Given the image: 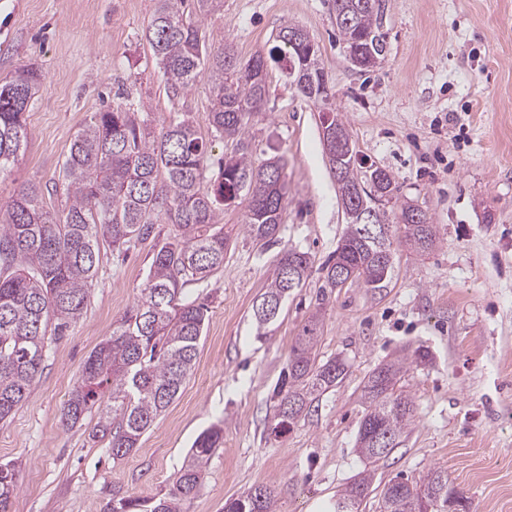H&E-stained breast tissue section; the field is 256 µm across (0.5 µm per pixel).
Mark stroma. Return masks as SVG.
I'll return each mask as SVG.
<instances>
[{"label":"stroma","mask_w":512,"mask_h":512,"mask_svg":"<svg viewBox=\"0 0 512 512\" xmlns=\"http://www.w3.org/2000/svg\"><path fill=\"white\" fill-rule=\"evenodd\" d=\"M386 53L355 67L336 37L332 0H224L204 28L248 59L274 46L280 28L318 41L362 167L390 171L400 196L419 204L441 243L419 255L396 243L385 288H337L319 301L321 266L346 216L321 141L319 112L279 70L268 79L265 114L250 133L258 158L281 156L288 208L276 242L241 230L244 206L224 212L223 268L188 286L207 299L208 321L191 376L137 448L113 459L89 431L97 414L66 428L61 409L93 348L138 300L154 248L176 227L157 224L126 257L100 242L83 317L49 344L30 398L0 424V464L21 461L10 512H97L113 492L142 499L169 489L196 437L223 425L200 491L184 512H222L227 498L270 488L276 512H332L337 494L367 467L355 445L368 374L396 354L429 355L402 386L412 425L372 469L359 512H379L396 476L415 481L446 470L468 512H512V0H382ZM155 0H0V81L35 67L41 85L25 113L28 145L0 176V203L36 184L63 204L66 151L90 118L122 105L159 128L185 112L209 128L210 87L200 80L170 100L144 36ZM309 253L310 277L284 303L265 336L253 307L278 254ZM321 312L318 357L344 359L343 380L321 394L287 432L269 427L273 390L291 344Z\"/></svg>","instance_id":"obj_1"}]
</instances>
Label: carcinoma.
<instances>
[{
    "instance_id": "obj_1",
    "label": "carcinoma",
    "mask_w": 512,
    "mask_h": 512,
    "mask_svg": "<svg viewBox=\"0 0 512 512\" xmlns=\"http://www.w3.org/2000/svg\"><path fill=\"white\" fill-rule=\"evenodd\" d=\"M378 0H333L336 29L347 52L358 55L359 68L368 70L386 51ZM222 0H156L146 37L162 71L170 98L191 91L203 77L211 85L209 124L213 138L235 143L234 155L212 158L208 140L185 114L174 112L159 132L143 127L130 111L114 105L95 112L76 134L62 164L65 203L55 210L44 204L42 192L31 184L0 205V423L30 396L46 356L45 340L62 336L82 317L99 262V240L126 254L132 243L145 240L157 223L174 224L177 234L154 251L141 296L124 313L112 335L100 341L84 361L78 384L63 406L64 422L73 427L94 410L98 421L93 438L106 439L112 458L137 447L141 437L176 398L195 367L208 306L184 294L185 287L224 267L227 239L220 223L224 206L245 203L242 230L256 241L278 237L288 206L284 162L273 156L253 157L249 130L253 118L266 111L269 63L286 71L304 67L314 82L296 88L319 111L331 114V124L344 139L350 135L336 113L335 92L322 63L319 43L305 34L299 44L288 42L290 23L277 36L268 56L257 54L241 62L233 46L212 47L203 20ZM40 75L24 67L0 83V174L17 161L27 143L24 112L38 90ZM217 170L216 178L209 177ZM356 162H341L336 180L341 200L359 187L373 205L370 178ZM392 173L382 170L379 197L385 226L376 239L362 234V225L344 209L347 227L331 259L322 267L324 287H336V267L344 265L350 285L376 290L386 286L393 265L390 238L395 237L423 255L440 244L437 227L425 211L410 214L399 203ZM399 207L392 217L388 206ZM395 223H390V220ZM308 253H281L253 316L257 331L273 322L279 310L263 309L265 302L281 306L310 275ZM319 316L313 315L297 337L288 359V372L275 389L279 408L272 432L280 434L309 408L320 394L346 374L339 359L316 362ZM418 353L392 357L368 375L360 399L365 406L356 446L362 459L374 464L390 455L414 419L413 398L401 382L410 368L425 361ZM222 429L200 433L189 449L169 492L154 500L112 494L100 512H184L185 501L201 486L206 464L217 448ZM20 464H0V512H9L17 490ZM372 483L371 471L336 495L334 512H358ZM397 487L381 496V512H423L419 496L429 494L430 512H443L448 501V473L431 470L416 482L401 476ZM228 512H276L274 492L255 486L224 502Z\"/></svg>"
}]
</instances>
